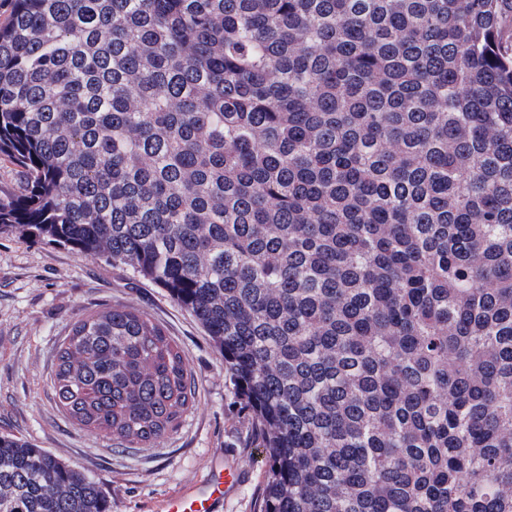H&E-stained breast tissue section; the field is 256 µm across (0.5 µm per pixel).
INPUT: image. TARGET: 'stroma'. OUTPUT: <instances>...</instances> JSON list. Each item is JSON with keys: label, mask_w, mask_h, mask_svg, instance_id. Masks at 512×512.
Instances as JSON below:
<instances>
[{"label": "stroma", "mask_w": 512, "mask_h": 512, "mask_svg": "<svg viewBox=\"0 0 512 512\" xmlns=\"http://www.w3.org/2000/svg\"><path fill=\"white\" fill-rule=\"evenodd\" d=\"M117 305L147 312L179 348L196 384L177 429L147 448L81 428L53 387L56 353L71 326ZM0 433L38 444L98 482L112 512H163L167 495L195 490L215 466L244 475L220 512H254L268 467L223 358L164 289L123 264L16 234L0 235Z\"/></svg>", "instance_id": "obj_1"}]
</instances>
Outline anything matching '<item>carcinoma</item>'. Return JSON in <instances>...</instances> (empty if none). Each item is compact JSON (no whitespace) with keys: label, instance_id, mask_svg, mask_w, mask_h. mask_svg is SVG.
Listing matches in <instances>:
<instances>
[{"label":"carcinoma","instance_id":"cac0c4a2","mask_svg":"<svg viewBox=\"0 0 512 512\" xmlns=\"http://www.w3.org/2000/svg\"><path fill=\"white\" fill-rule=\"evenodd\" d=\"M12 2L0 234L196 318L268 456L255 512H512V0ZM54 387L141 447L195 395L126 307ZM0 512L112 501L0 434ZM24 182V173L20 167L7 158L0 159V198L19 194Z\"/></svg>","mask_w":512,"mask_h":512}]
</instances>
